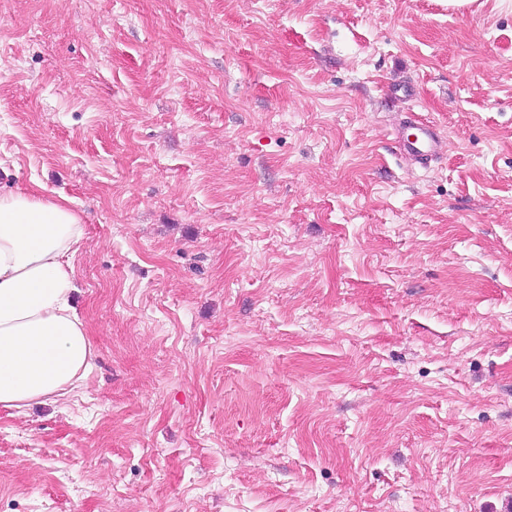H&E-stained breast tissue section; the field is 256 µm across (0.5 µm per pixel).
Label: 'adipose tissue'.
<instances>
[{"label": "adipose tissue", "instance_id": "obj_1", "mask_svg": "<svg viewBox=\"0 0 512 512\" xmlns=\"http://www.w3.org/2000/svg\"><path fill=\"white\" fill-rule=\"evenodd\" d=\"M84 225L39 188L0 193V407L67 395L94 356L74 305Z\"/></svg>", "mask_w": 512, "mask_h": 512}]
</instances>
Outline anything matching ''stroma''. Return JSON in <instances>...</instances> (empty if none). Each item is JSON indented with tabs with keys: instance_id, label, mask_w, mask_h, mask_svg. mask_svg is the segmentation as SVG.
<instances>
[{
	"instance_id": "stroma-1",
	"label": "stroma",
	"mask_w": 512,
	"mask_h": 512,
	"mask_svg": "<svg viewBox=\"0 0 512 512\" xmlns=\"http://www.w3.org/2000/svg\"><path fill=\"white\" fill-rule=\"evenodd\" d=\"M37 184L94 359L0 512H512V0H0ZM396 143L401 154L427 165L438 152L440 135L433 124L411 118L407 125L399 127Z\"/></svg>"
}]
</instances>
